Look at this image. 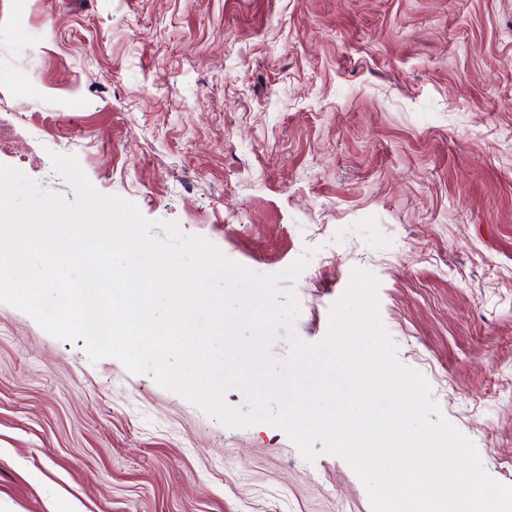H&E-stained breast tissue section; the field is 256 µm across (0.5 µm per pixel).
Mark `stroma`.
Masks as SVG:
<instances>
[{"mask_svg":"<svg viewBox=\"0 0 512 512\" xmlns=\"http://www.w3.org/2000/svg\"><path fill=\"white\" fill-rule=\"evenodd\" d=\"M512 0H0V164L274 274L321 340L354 269L512 486ZM0 304V512H372L340 456L229 428Z\"/></svg>","mask_w":512,"mask_h":512,"instance_id":"35a3bbf8","label":"stroma"}]
</instances>
